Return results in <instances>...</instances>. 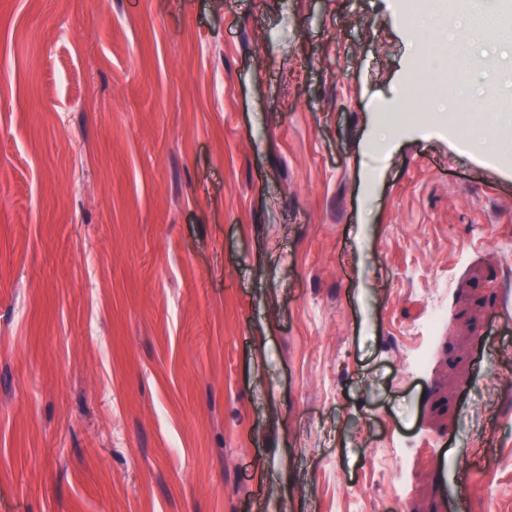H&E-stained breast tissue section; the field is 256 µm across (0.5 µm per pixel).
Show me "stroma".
Segmentation results:
<instances>
[{
  "mask_svg": "<svg viewBox=\"0 0 512 512\" xmlns=\"http://www.w3.org/2000/svg\"><path fill=\"white\" fill-rule=\"evenodd\" d=\"M423 55L405 0H0V512H512V110L396 119Z\"/></svg>",
  "mask_w": 512,
  "mask_h": 512,
  "instance_id": "stroma-1",
  "label": "stroma"
}]
</instances>
